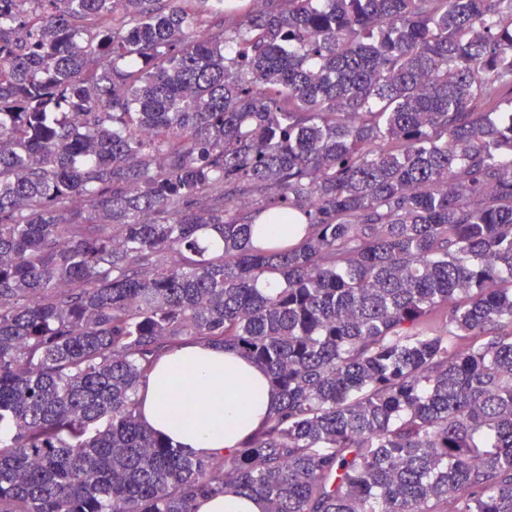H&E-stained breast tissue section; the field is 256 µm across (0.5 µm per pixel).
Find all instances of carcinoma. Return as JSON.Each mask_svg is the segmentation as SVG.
Wrapping results in <instances>:
<instances>
[{"label":"carcinoma","mask_w":512,"mask_h":512,"mask_svg":"<svg viewBox=\"0 0 512 512\" xmlns=\"http://www.w3.org/2000/svg\"><path fill=\"white\" fill-rule=\"evenodd\" d=\"M190 341L278 394L229 454L141 421ZM228 490L512 512V0H0V512Z\"/></svg>","instance_id":"carcinoma-1"}]
</instances>
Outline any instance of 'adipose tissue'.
<instances>
[{"label":"adipose tissue","mask_w":512,"mask_h":512,"mask_svg":"<svg viewBox=\"0 0 512 512\" xmlns=\"http://www.w3.org/2000/svg\"><path fill=\"white\" fill-rule=\"evenodd\" d=\"M178 387L204 395L190 423L177 419V404L160 389ZM147 426L186 454H227L273 414L277 396L262 368L232 350L191 342L162 357L140 393Z\"/></svg>","instance_id":"ef3b65f1"}]
</instances>
